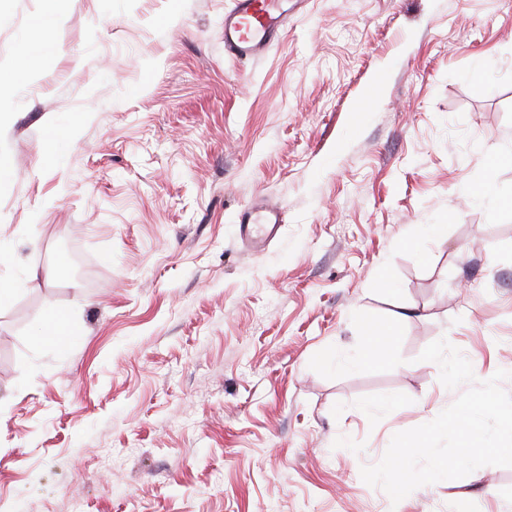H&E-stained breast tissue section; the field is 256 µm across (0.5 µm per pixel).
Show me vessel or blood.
<instances>
[{
    "label": "vessel or blood",
    "mask_w": 512,
    "mask_h": 512,
    "mask_svg": "<svg viewBox=\"0 0 512 512\" xmlns=\"http://www.w3.org/2000/svg\"><path fill=\"white\" fill-rule=\"evenodd\" d=\"M283 22L280 0H233L224 16V47L241 59L258 58L278 39ZM281 222L276 207L247 209L239 216V235L260 246L276 236Z\"/></svg>",
    "instance_id": "obj_1"
}]
</instances>
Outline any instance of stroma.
I'll return each instance as SVG.
<instances>
[{
    "instance_id": "obj_1",
    "label": "stroma",
    "mask_w": 512,
    "mask_h": 512,
    "mask_svg": "<svg viewBox=\"0 0 512 512\" xmlns=\"http://www.w3.org/2000/svg\"><path fill=\"white\" fill-rule=\"evenodd\" d=\"M230 6L0 0V512H512V467L360 475L458 397L429 343L512 374V0H298L255 60ZM280 224L281 212L277 207L247 209L239 216V235L242 240L260 246L276 236Z\"/></svg>"
}]
</instances>
